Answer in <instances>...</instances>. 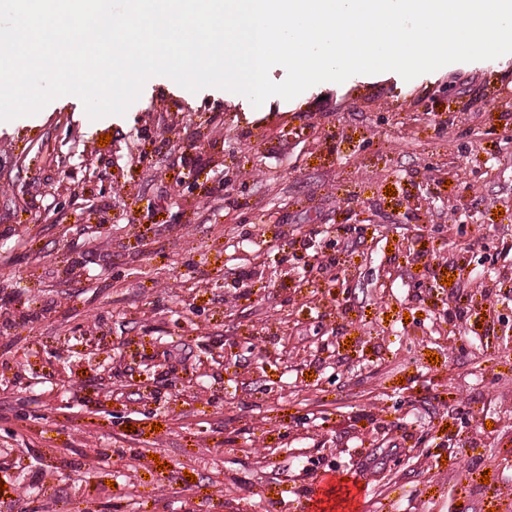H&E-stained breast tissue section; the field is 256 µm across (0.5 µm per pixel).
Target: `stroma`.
<instances>
[{
	"label": "stroma",
	"instance_id": "35a3bbf8",
	"mask_svg": "<svg viewBox=\"0 0 512 512\" xmlns=\"http://www.w3.org/2000/svg\"><path fill=\"white\" fill-rule=\"evenodd\" d=\"M509 244L512 53L0 121V512H512Z\"/></svg>",
	"mask_w": 512,
	"mask_h": 512
}]
</instances>
